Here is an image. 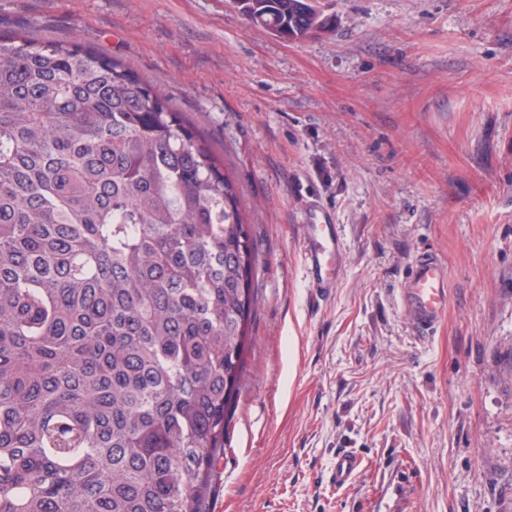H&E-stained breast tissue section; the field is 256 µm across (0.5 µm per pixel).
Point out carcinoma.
Listing matches in <instances>:
<instances>
[{"label":"carcinoma","mask_w":512,"mask_h":512,"mask_svg":"<svg viewBox=\"0 0 512 512\" xmlns=\"http://www.w3.org/2000/svg\"><path fill=\"white\" fill-rule=\"evenodd\" d=\"M287 40L317 0H235ZM259 256L168 91L0 32V512H208Z\"/></svg>","instance_id":"obj_1"}]
</instances>
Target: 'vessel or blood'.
Masks as SVG:
<instances>
[{
	"instance_id": "1",
	"label": "vessel or blood",
	"mask_w": 512,
	"mask_h": 512,
	"mask_svg": "<svg viewBox=\"0 0 512 512\" xmlns=\"http://www.w3.org/2000/svg\"><path fill=\"white\" fill-rule=\"evenodd\" d=\"M304 260L313 288L322 294L332 292L341 272V251L337 226L330 210L318 201H310L305 211ZM445 268L434 255L419 258L402 289L403 304L415 332L432 335L439 326L447 305ZM364 461L356 452H337L331 480L342 488L362 471Z\"/></svg>"
}]
</instances>
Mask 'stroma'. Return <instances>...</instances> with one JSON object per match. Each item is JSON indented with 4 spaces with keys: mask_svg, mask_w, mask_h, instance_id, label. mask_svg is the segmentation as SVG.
Masks as SVG:
<instances>
[{
    "mask_svg": "<svg viewBox=\"0 0 512 512\" xmlns=\"http://www.w3.org/2000/svg\"><path fill=\"white\" fill-rule=\"evenodd\" d=\"M284 41L232 0H0V32L80 39L170 91L223 155L259 303L209 512H512V0H321ZM333 212L322 297L305 206ZM435 253L436 333L401 289ZM350 448L366 469L336 488ZM303 228L304 260L311 284L321 294L332 292L341 272V251L331 211L317 200L310 201Z\"/></svg>",
    "mask_w": 512,
    "mask_h": 512,
    "instance_id": "1",
    "label": "stroma"
}]
</instances>
